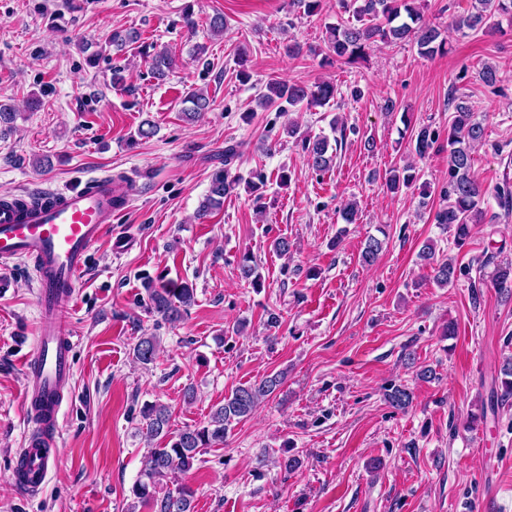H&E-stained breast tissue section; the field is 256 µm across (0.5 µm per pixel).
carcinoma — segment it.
I'll return each instance as SVG.
<instances>
[{"mask_svg": "<svg viewBox=\"0 0 512 512\" xmlns=\"http://www.w3.org/2000/svg\"><path fill=\"white\" fill-rule=\"evenodd\" d=\"M476 11L454 20L458 30H476L480 26L494 28L499 19L512 21V0H477ZM294 7L308 16L320 14L327 7V0H292ZM336 7L351 19L330 25L326 30L329 54L355 62L363 58L364 52L374 43L390 44L412 42L418 53L430 58L443 49L441 32L426 23L417 6V0H336ZM137 53L149 64L151 74L159 81L169 76L175 61L166 49H155V45H140ZM336 96V87L329 81H320L311 86L300 83L271 80L265 91L258 94L257 103L262 108L274 107L280 112L306 104L308 108L327 105ZM192 107L183 110L188 121L198 119L209 110L210 101L202 92L189 96ZM484 136V127L475 118L474 112L465 102L455 105V116L448 130V190L444 197L448 205L436 213V221L454 227L455 244L464 245L470 236L471 225L485 221L486 211L481 207L483 189L472 173L471 149ZM437 142L436 135L429 127L423 126L414 133L413 150L425 157ZM308 163L316 171L328 170L336 159L337 149L330 148L325 136L304 141ZM236 156L232 146L224 148V170L216 172L209 189L201 201L198 215L205 217L224 206V197L232 194L242 177L231 172L230 165ZM417 174L413 168L405 167L390 172L386 184L396 192L400 188L416 185ZM241 276L251 284L261 286V276L249 253L240 257ZM433 278L440 286H448L456 279L455 265L442 261L432 266ZM493 280L497 288L506 295H512V261L497 265ZM150 307L169 324L179 322L188 306L194 302V288L187 284L157 283L151 277L144 278ZM158 340L155 336H142L133 348L135 359L148 365L155 361ZM284 381L283 373L269 375L256 384L239 386L224 397V404L210 415L207 422L179 432L170 430L171 414L163 404H151L144 408L142 417L146 437L162 443L158 448L148 449L140 478L132 488L134 497L141 506L151 512H191L194 491L187 485L179 486L158 496L160 481L169 474L191 471L198 455L205 448L224 444V436L233 423L249 417L259 402L272 395ZM388 403L397 409H405L412 403L411 391L403 385H393L386 390Z\"/></svg>", "mask_w": 512, "mask_h": 512, "instance_id": "cac0c4a2", "label": "carcinoma"}]
</instances>
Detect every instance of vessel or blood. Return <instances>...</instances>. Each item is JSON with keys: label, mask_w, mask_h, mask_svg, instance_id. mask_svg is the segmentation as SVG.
<instances>
[{"label": "vessel or blood", "mask_w": 512, "mask_h": 512, "mask_svg": "<svg viewBox=\"0 0 512 512\" xmlns=\"http://www.w3.org/2000/svg\"><path fill=\"white\" fill-rule=\"evenodd\" d=\"M110 176L87 179L77 187L50 190L39 206H18L0 200V260L33 262L38 308L36 343L23 368V398L33 429L26 435L14 464L17 487L38 492L48 462L57 450L64 390L73 376V338L62 301L71 298L94 249L110 239L117 209Z\"/></svg>", "instance_id": "b4317fda"}]
</instances>
